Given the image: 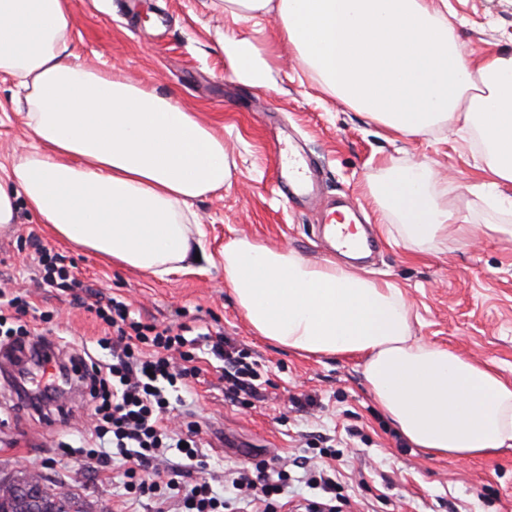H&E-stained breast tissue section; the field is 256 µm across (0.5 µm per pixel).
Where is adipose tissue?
I'll return each mask as SVG.
<instances>
[{
    "instance_id": "ef3b65f1",
    "label": "adipose tissue",
    "mask_w": 512,
    "mask_h": 512,
    "mask_svg": "<svg viewBox=\"0 0 512 512\" xmlns=\"http://www.w3.org/2000/svg\"><path fill=\"white\" fill-rule=\"evenodd\" d=\"M278 21L277 44L346 106L402 137H473L492 184L512 185V53L463 54L432 0H214ZM72 0H0V76L24 91L28 148L0 181V224L26 206L59 239L113 266L161 276L201 251L195 200L232 180L224 138L182 106L79 63ZM235 79L272 88L274 52L221 44ZM424 163L384 164L369 186L383 223L421 251L467 216ZM224 284L252 331L288 350L360 361L376 407L414 447L457 459L512 447V383L488 364L416 339L399 288L248 237L224 244Z\"/></svg>"
}]
</instances>
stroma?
<instances>
[{"mask_svg":"<svg viewBox=\"0 0 512 512\" xmlns=\"http://www.w3.org/2000/svg\"><path fill=\"white\" fill-rule=\"evenodd\" d=\"M434 4L454 24L467 57L512 51V0ZM251 29V23L214 10L211 0H73L70 37L79 62L176 93L184 107L223 131L237 168L223 191L193 204L212 263L161 279L119 270L58 240L23 207L16 224L0 228V283L26 294L38 310L54 313L69 334L68 344L56 351L64 362L102 336L103 326L54 289L38 287L28 243L33 236L72 260L78 279L125 300L144 320L235 339L259 365L260 400L248 406L225 399L220 363L203 347V373L184 405L172 411L179 425H201L217 476L233 477L240 467L277 453L335 469L354 500L351 512H512V448L462 460L411 446L375 408L357 360L306 357L254 336L225 287L221 257L232 236L288 248L313 262L325 258L321 211L289 203L279 187L277 166L297 140L317 166L324 200L343 199L375 241L371 257L356 261V269L402 291L416 336L494 362L512 381V236L491 232L468 244L452 232L416 254L388 236L367 196L383 160L404 166L426 161L471 223H506L487 204L497 190L482 173L478 150L453 128L416 138L390 134L323 92L285 51L275 60L272 90L237 82L224 67L220 43L225 33ZM16 98L14 81L0 76V166L31 141ZM66 407L72 416L64 423L56 404L21 405L15 388L0 377V476H44L73 494L72 512H149V498L125 502L120 462L103 468L62 454L59 442L75 441L91 428L83 392ZM323 436L333 438L336 457L321 455Z\"/></svg>","mask_w":512,"mask_h":512,"instance_id":"stroma-1","label":"stroma"}]
</instances>
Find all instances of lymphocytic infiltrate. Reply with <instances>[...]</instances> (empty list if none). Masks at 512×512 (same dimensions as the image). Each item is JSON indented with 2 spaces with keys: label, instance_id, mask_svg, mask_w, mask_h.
<instances>
[{
  "label": "lymphocytic infiltrate",
  "instance_id": "obj_1",
  "mask_svg": "<svg viewBox=\"0 0 512 512\" xmlns=\"http://www.w3.org/2000/svg\"><path fill=\"white\" fill-rule=\"evenodd\" d=\"M39 267L40 284L70 293L74 302L94 313L106 328L97 344L111 350V362L91 363L83 367L80 377L93 405L96 438L95 447L86 454L104 467L117 457L124 461L123 487L128 499H152L153 512H167L172 499L180 503L182 512H242L255 502L260 512H278L288 472H269L267 461L239 469L220 494L208 481L194 479V470L204 465L201 430L191 422L185 430L175 431L166 418L169 389L187 388L189 380L201 374L197 356L188 349L181 331L144 322L115 298L105 304L87 302L85 286L71 275L64 255L41 250ZM30 309L25 298L0 289V336L7 338L9 347L25 350L28 337L33 336L27 321ZM211 352L224 362L227 398L256 396L258 372L244 351L221 336Z\"/></svg>",
  "mask_w": 512,
  "mask_h": 512
}]
</instances>
